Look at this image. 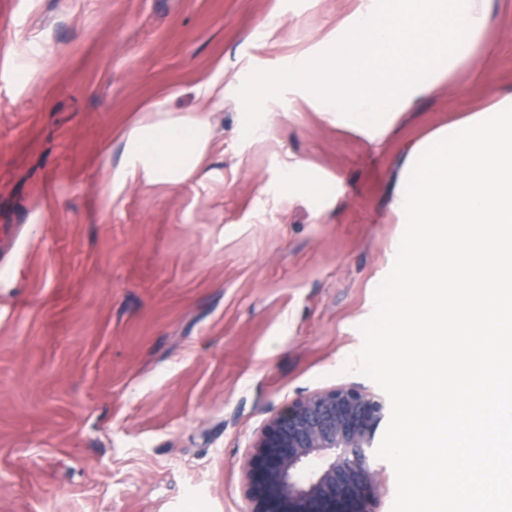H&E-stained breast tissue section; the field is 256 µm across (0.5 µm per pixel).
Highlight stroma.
I'll list each match as a JSON object with an SVG mask.
<instances>
[{"label": "stroma", "instance_id": "obj_1", "mask_svg": "<svg viewBox=\"0 0 512 512\" xmlns=\"http://www.w3.org/2000/svg\"><path fill=\"white\" fill-rule=\"evenodd\" d=\"M506 2L476 58L486 79L461 69L379 137L287 89L250 140L228 96L198 176L108 198L142 109L190 113L216 64L274 68L354 0H0V512H251L269 421L372 387L344 365L404 230L389 203L417 143L512 89ZM295 162L335 185L333 208L279 188Z\"/></svg>", "mask_w": 512, "mask_h": 512}]
</instances>
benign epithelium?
Masks as SVG:
<instances>
[{"mask_svg": "<svg viewBox=\"0 0 512 512\" xmlns=\"http://www.w3.org/2000/svg\"><path fill=\"white\" fill-rule=\"evenodd\" d=\"M389 415L388 397L359 385L286 406L258 436L247 463L252 512H371L380 473L366 448Z\"/></svg>", "mask_w": 512, "mask_h": 512, "instance_id": "7a95c632", "label": "benign epithelium"}]
</instances>
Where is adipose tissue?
I'll return each instance as SVG.
<instances>
[{
	"mask_svg": "<svg viewBox=\"0 0 512 512\" xmlns=\"http://www.w3.org/2000/svg\"><path fill=\"white\" fill-rule=\"evenodd\" d=\"M495 0H356L352 12L317 48L289 56L278 68L255 72L242 85L224 78L223 67L198 87L201 105L192 115L151 104L154 120L122 138L119 166L108 177L116 187L128 177L180 186L203 167L214 129L208 114L236 93L241 111L259 112L285 86L302 104L366 133L446 82L486 39ZM281 183L289 193L334 204L331 188L305 164L288 168Z\"/></svg>",
	"mask_w": 512,
	"mask_h": 512,
	"instance_id": "ef3b65f1",
	"label": "adipose tissue"
}]
</instances>
